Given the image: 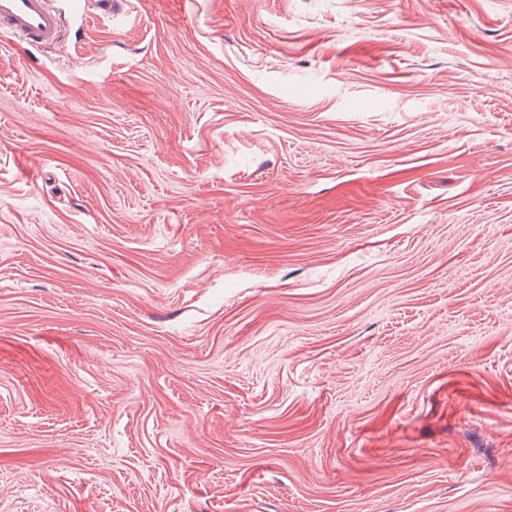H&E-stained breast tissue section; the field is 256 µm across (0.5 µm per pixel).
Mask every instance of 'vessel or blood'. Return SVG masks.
I'll return each instance as SVG.
<instances>
[{
  "label": "vessel or blood",
  "mask_w": 512,
  "mask_h": 512,
  "mask_svg": "<svg viewBox=\"0 0 512 512\" xmlns=\"http://www.w3.org/2000/svg\"><path fill=\"white\" fill-rule=\"evenodd\" d=\"M118 6V0H66L64 9L57 10L52 0H0V33L18 37L29 52H39L59 44L71 22L112 19Z\"/></svg>",
  "instance_id": "1"
}]
</instances>
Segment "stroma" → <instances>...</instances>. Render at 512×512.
I'll use <instances>...</instances> for the list:
<instances>
[{"mask_svg":"<svg viewBox=\"0 0 512 512\" xmlns=\"http://www.w3.org/2000/svg\"><path fill=\"white\" fill-rule=\"evenodd\" d=\"M0 36V512H512V0H130Z\"/></svg>","mask_w":512,"mask_h":512,"instance_id":"1","label":"stroma"}]
</instances>
